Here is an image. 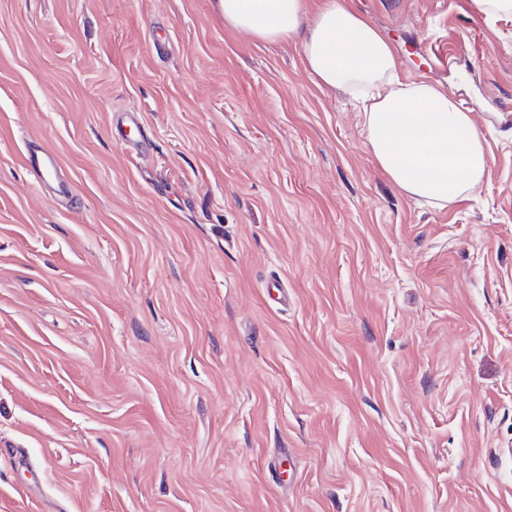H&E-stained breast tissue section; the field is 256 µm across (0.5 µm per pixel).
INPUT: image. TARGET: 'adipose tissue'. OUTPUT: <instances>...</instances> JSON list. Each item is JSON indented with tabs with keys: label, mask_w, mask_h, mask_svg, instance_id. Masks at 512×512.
<instances>
[{
	"label": "adipose tissue",
	"mask_w": 512,
	"mask_h": 512,
	"mask_svg": "<svg viewBox=\"0 0 512 512\" xmlns=\"http://www.w3.org/2000/svg\"><path fill=\"white\" fill-rule=\"evenodd\" d=\"M227 27L266 42L299 38L320 84L362 105L367 146L407 197L436 207L466 198L490 156L474 120L440 87L401 83L390 42L340 0L308 14L306 0H219Z\"/></svg>",
	"instance_id": "obj_1"
}]
</instances>
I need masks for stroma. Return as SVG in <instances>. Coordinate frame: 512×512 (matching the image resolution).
Returning a JSON list of instances; mask_svg holds the SVG:
<instances>
[{"instance_id":"obj_1","label":"stroma","mask_w":512,"mask_h":512,"mask_svg":"<svg viewBox=\"0 0 512 512\" xmlns=\"http://www.w3.org/2000/svg\"><path fill=\"white\" fill-rule=\"evenodd\" d=\"M344 2L471 101L467 198L216 0H0V512H512V17ZM27 165L32 177L39 185L47 182L57 166L54 157L38 147L28 149Z\"/></svg>"}]
</instances>
